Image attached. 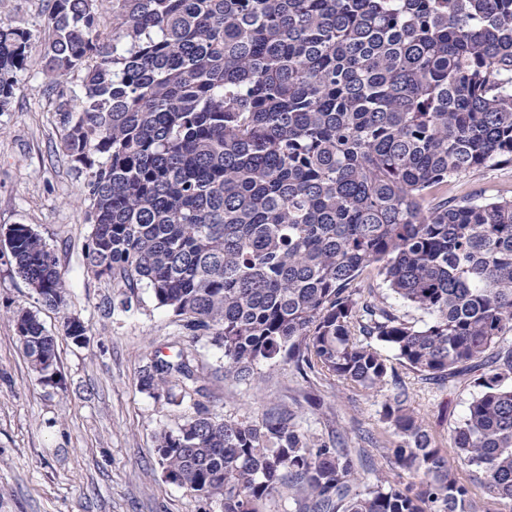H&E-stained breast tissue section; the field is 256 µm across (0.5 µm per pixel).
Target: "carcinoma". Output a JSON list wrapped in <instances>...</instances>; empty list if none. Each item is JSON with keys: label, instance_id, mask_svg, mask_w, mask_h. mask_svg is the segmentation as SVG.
Segmentation results:
<instances>
[{"label": "carcinoma", "instance_id": "obj_1", "mask_svg": "<svg viewBox=\"0 0 512 512\" xmlns=\"http://www.w3.org/2000/svg\"><path fill=\"white\" fill-rule=\"evenodd\" d=\"M29 48L0 22V112ZM42 60L77 80L58 115L87 175V269L129 291L124 307L148 288L240 381L285 357L364 390L394 382L381 420L420 477L361 485L344 436L318 443L287 408L255 425L197 404L157 437L169 482L222 512L282 488L294 512H474L393 358L427 379L483 370L454 444L512 502V199L421 205L512 162V0H52ZM7 249L43 306L65 305L39 234L15 225ZM369 266L427 320L364 296ZM15 325L46 381L55 337L29 311ZM196 382L157 358L140 386L174 401Z\"/></svg>", "mask_w": 512, "mask_h": 512}]
</instances>
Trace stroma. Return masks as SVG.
Segmentation results:
<instances>
[{
  "label": "stroma",
  "mask_w": 512,
  "mask_h": 512,
  "mask_svg": "<svg viewBox=\"0 0 512 512\" xmlns=\"http://www.w3.org/2000/svg\"><path fill=\"white\" fill-rule=\"evenodd\" d=\"M52 0H0V20L27 29L34 45L48 36ZM69 82L42 72L39 54L17 76L14 96L0 112V232L24 224L50 247L68 291L61 310L44 307L0 247V512H221V506L168 482L159 464L156 436L184 423L195 404L224 419L260 422L265 411L285 406L309 437L326 441L372 435L378 447L360 468L362 482L401 479L393 462L394 438L379 420L390 387L361 390L303 375L280 360L255 367L254 379L224 374V356L208 339L185 335L175 316L159 307L147 288L136 289L129 307L122 291L85 264L93 227L86 219L85 172L71 167L61 147L56 113ZM482 200L512 197V164L453 177L427 197ZM28 310L57 340L56 382H39L17 337L14 317ZM76 318L87 341L75 344L65 322ZM187 355L199 375L197 391L180 403L142 391L143 367L151 360ZM410 406L447 454L459 481L468 485L475 512H512L471 479L457 455L453 431L476 396L477 373L445 384L422 380L403 366Z\"/></svg>",
  "instance_id": "35a3bbf8"
}]
</instances>
